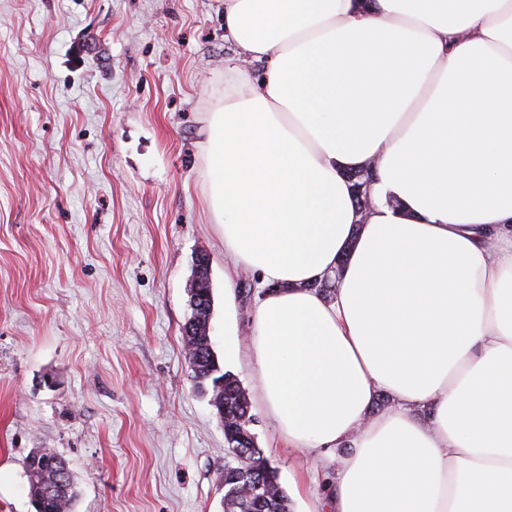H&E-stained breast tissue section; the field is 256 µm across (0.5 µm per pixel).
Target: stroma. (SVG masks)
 Wrapping results in <instances>:
<instances>
[{
	"label": "stroma",
	"instance_id": "1",
	"mask_svg": "<svg viewBox=\"0 0 512 512\" xmlns=\"http://www.w3.org/2000/svg\"><path fill=\"white\" fill-rule=\"evenodd\" d=\"M231 55L224 0H0V512H35L37 448L67 460L73 512H224V428L182 327L204 254L223 355L200 142ZM234 373L309 512L331 467L285 447L253 370Z\"/></svg>",
	"mask_w": 512,
	"mask_h": 512
}]
</instances>
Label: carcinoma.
Returning a JSON list of instances; mask_svg holds the SVG:
<instances>
[{"label": "carcinoma", "mask_w": 512, "mask_h": 512, "mask_svg": "<svg viewBox=\"0 0 512 512\" xmlns=\"http://www.w3.org/2000/svg\"><path fill=\"white\" fill-rule=\"evenodd\" d=\"M208 286L198 288L200 300L191 310L192 334L183 335L199 384L223 381L224 512H291L278 472L258 447L252 432V405L240 381L222 371L208 333L212 305ZM26 471L32 502L42 512H72L78 493L65 459L52 448H37L27 457Z\"/></svg>", "instance_id": "cac0c4a2"}]
</instances>
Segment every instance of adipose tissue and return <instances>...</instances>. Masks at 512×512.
<instances>
[{"mask_svg":"<svg viewBox=\"0 0 512 512\" xmlns=\"http://www.w3.org/2000/svg\"><path fill=\"white\" fill-rule=\"evenodd\" d=\"M224 40L205 197L225 308L259 288L225 363L334 459L329 512H512V0H224ZM255 279L251 272L247 270H240L236 277V284H238V300L236 302V323L239 337L242 338L244 332L246 331L251 313H252V303L254 296L256 294L255 287ZM249 284L252 285V292L249 297H246L244 290L249 288ZM241 291L243 293H241Z\"/></svg>","mask_w":512,"mask_h":512,"instance_id":"adipose-tissue-1","label":"adipose tissue"}]
</instances>
